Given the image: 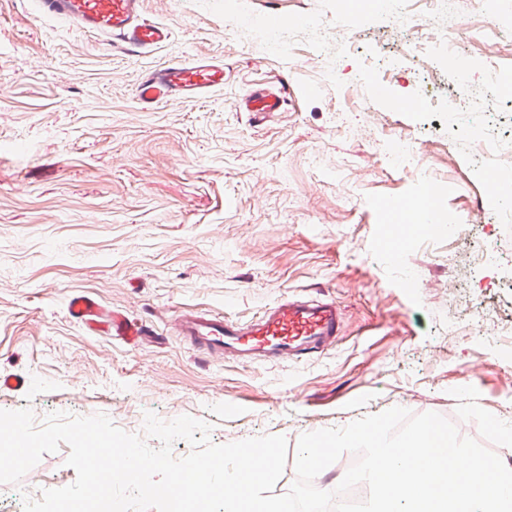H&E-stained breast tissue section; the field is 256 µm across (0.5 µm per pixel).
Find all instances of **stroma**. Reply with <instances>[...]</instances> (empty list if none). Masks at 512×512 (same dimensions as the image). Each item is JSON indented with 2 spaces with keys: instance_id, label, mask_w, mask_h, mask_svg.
Instances as JSON below:
<instances>
[{
  "instance_id": "1",
  "label": "stroma",
  "mask_w": 512,
  "mask_h": 512,
  "mask_svg": "<svg viewBox=\"0 0 512 512\" xmlns=\"http://www.w3.org/2000/svg\"><path fill=\"white\" fill-rule=\"evenodd\" d=\"M444 7L404 0L416 25L394 35L364 0H143L172 36L133 55L33 0H0V374L27 379L0 389V409L30 407L39 424L103 413L134 434L145 412L190 415L217 444L282 435L278 495L296 480L301 434L394 406L442 415L512 466V288L496 285L512 209L488 205L470 127L483 117L482 136L512 146V91L486 90L473 48L486 12L512 41V0H455L465 25L451 60L431 24ZM198 57L223 61V90L141 110L144 72ZM265 84L290 90L282 111H244ZM401 137L425 146L406 164L389 157ZM431 184L439 232L395 239L384 204ZM486 250L494 261L460 265ZM455 269L466 286L452 298ZM77 293L156 339L89 332L67 314ZM288 295L336 302L332 346L297 362L221 360L175 326L187 310L246 322ZM69 452L0 484V512L72 484Z\"/></svg>"
}]
</instances>
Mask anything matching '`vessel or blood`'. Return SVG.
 Instances as JSON below:
<instances>
[{"mask_svg":"<svg viewBox=\"0 0 512 512\" xmlns=\"http://www.w3.org/2000/svg\"><path fill=\"white\" fill-rule=\"evenodd\" d=\"M40 12L67 21L85 32L102 35L127 52L143 54L169 42L170 29L143 19L141 0H35ZM224 86V63L213 58L178 62L146 72L138 87L142 104L153 105L173 98L206 96ZM285 99L277 88L261 86L246 97L250 112L280 111ZM387 211L397 216L401 234L427 236L436 227L427 206L407 207L389 203ZM70 317L90 331H104L134 343L145 336L142 324L123 314L104 310L85 294L73 295L68 303ZM343 325L334 302L287 296L270 307L256 323L244 325L216 319L201 312L186 311L178 319L182 336L211 356L227 354L244 360H298L332 344Z\"/></svg>","mask_w":512,"mask_h":512,"instance_id":"vessel-or-blood-1","label":"vessel or blood"}]
</instances>
